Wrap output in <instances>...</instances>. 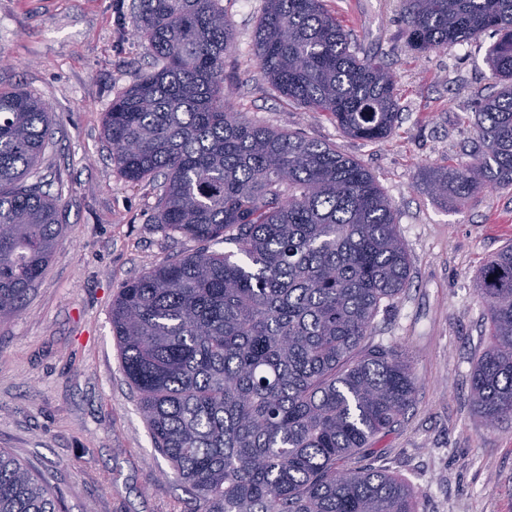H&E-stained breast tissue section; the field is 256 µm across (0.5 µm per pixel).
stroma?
Listing matches in <instances>:
<instances>
[{"mask_svg": "<svg viewBox=\"0 0 512 512\" xmlns=\"http://www.w3.org/2000/svg\"><path fill=\"white\" fill-rule=\"evenodd\" d=\"M232 24L224 88L256 123L327 143L360 160L397 214L409 284L375 320L373 342L412 358L418 390L376 463L413 490L416 512H512V420L488 426L470 399L489 344L474 290L484 263L512 244V187L466 203L430 187L433 171L471 163L464 124L496 86L485 61L497 36L419 53L399 0H327L362 56L388 66L402 96L398 126L368 142L323 113L288 105L261 76L253 35L264 0H223ZM139 0H0V89L23 86L56 115L30 181L61 193L65 230L21 313L0 322V449L43 474L65 512H186L188 495L155 450L112 334V301L152 262L197 242L154 216L159 181L126 182L102 134L113 98L153 68L133 34Z\"/></svg>", "mask_w": 512, "mask_h": 512, "instance_id": "35a3bbf8", "label": "stroma"}]
</instances>
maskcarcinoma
<instances>
[{
    "mask_svg": "<svg viewBox=\"0 0 512 512\" xmlns=\"http://www.w3.org/2000/svg\"><path fill=\"white\" fill-rule=\"evenodd\" d=\"M402 3L419 53L499 35L474 161L431 185L460 202L512 186V0ZM133 24L154 67L112 99L103 137L126 181L164 176L155 223L199 248L129 280L112 333L188 512H415L403 480L366 464L418 386L402 351L367 342L410 278L389 198L360 161L232 110L222 0H140ZM255 54L289 104L343 133L377 142L396 128L395 74L358 55L325 0H265ZM55 123L25 88L0 91L1 320L22 310L63 231L61 197L25 183ZM227 240L240 258L210 249ZM475 290L490 343L470 393L495 425L512 420V246L486 261ZM0 512H61L46 480L2 450Z\"/></svg>",
    "mask_w": 512,
    "mask_h": 512,
    "instance_id": "carcinoma-1",
    "label": "carcinoma"
}]
</instances>
